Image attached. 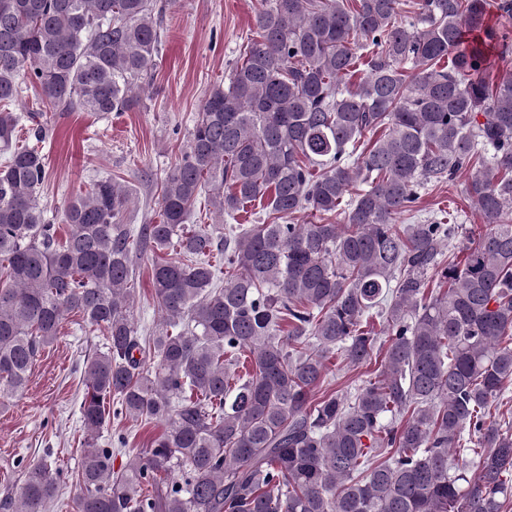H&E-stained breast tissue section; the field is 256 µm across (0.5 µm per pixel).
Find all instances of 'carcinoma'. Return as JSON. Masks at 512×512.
Returning a JSON list of instances; mask_svg holds the SVG:
<instances>
[{
	"mask_svg": "<svg viewBox=\"0 0 512 512\" xmlns=\"http://www.w3.org/2000/svg\"><path fill=\"white\" fill-rule=\"evenodd\" d=\"M169 5L0 0V403L68 315L104 337L84 362L81 468L22 466L0 512H44L68 484L75 512H503L512 426L490 407L512 383L508 34L485 0H418L404 23L399 0H260L259 39L162 180L160 223H130L128 190L106 177L70 201L60 241L40 201L43 113L11 109L19 78L58 112L132 110ZM462 171L489 228L458 263L456 224L396 218ZM207 184L216 214L263 199L266 221L190 223ZM341 208L344 223L324 222ZM304 210L319 221L288 223ZM137 250L157 330L134 317ZM372 311L381 371L317 393L332 358L371 359ZM113 417L166 423L120 471L94 447Z\"/></svg>",
	"mask_w": 512,
	"mask_h": 512,
	"instance_id": "cac0c4a2",
	"label": "carcinoma"
}]
</instances>
